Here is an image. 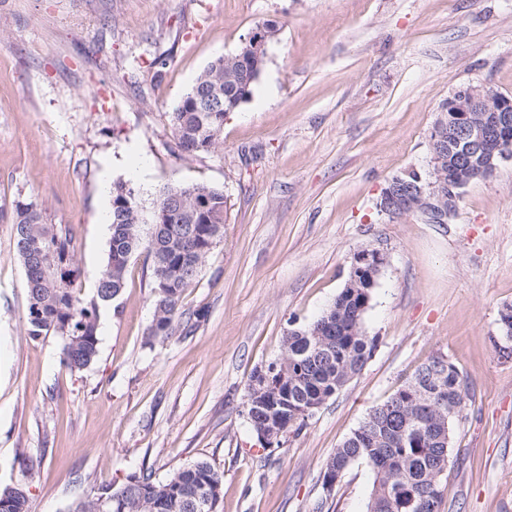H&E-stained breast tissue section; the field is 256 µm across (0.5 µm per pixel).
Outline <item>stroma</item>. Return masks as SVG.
I'll return each instance as SVG.
<instances>
[{
  "mask_svg": "<svg viewBox=\"0 0 512 512\" xmlns=\"http://www.w3.org/2000/svg\"><path fill=\"white\" fill-rule=\"evenodd\" d=\"M277 33L251 97L211 153H178L171 112L210 62L257 27ZM512 97V0H0V489L29 512H67L132 474L167 480L205 459L219 512H366L356 463L334 493L331 454L368 411L442 356L469 382L440 512H512V358L497 348L512 305V160L464 187L447 223L388 218L397 177L432 170L431 133L455 92ZM139 164L144 179L128 177ZM144 212L164 188L227 199L224 235L181 300L194 332L149 339L152 267L130 260L98 315L99 354L72 372L57 337L27 333L16 205L72 225L80 295L107 258L109 191ZM386 263L363 322L362 371L298 434L262 448L246 416L252 372L290 328L316 320L353 256ZM22 486L0 491V512H28V498Z\"/></svg>",
  "mask_w": 512,
  "mask_h": 512,
  "instance_id": "obj_1",
  "label": "stroma"
}]
</instances>
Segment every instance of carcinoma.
I'll return each instance as SVG.
<instances>
[{
  "instance_id": "carcinoma-1",
  "label": "carcinoma",
  "mask_w": 512,
  "mask_h": 512,
  "mask_svg": "<svg viewBox=\"0 0 512 512\" xmlns=\"http://www.w3.org/2000/svg\"><path fill=\"white\" fill-rule=\"evenodd\" d=\"M246 65H224L220 57L197 78L172 112L178 149L187 155L209 153L220 145L224 110L237 101ZM220 84L223 107L199 103L211 85ZM179 194L193 211L169 208ZM108 214L111 237L107 260L95 294L84 301L75 291L82 271L74 259L75 232L69 224H48L42 209L16 206L12 217L15 251L26 276L27 331L33 338L54 335L62 342L61 362L72 372L94 363L98 355V313L111 302L108 291L120 294L130 259L142 250L151 259L154 276V316L149 336L169 338L193 332L192 317L181 311L183 293L198 277L208 237L224 232V191L206 185L176 186L162 192L151 215L149 235L133 194L119 182L112 186ZM354 287L344 286L313 323L292 329L283 338L279 356L255 370L247 383V418L253 431L273 423L283 434L300 431L305 419L294 414L300 406L323 404L360 373L374 349L363 319L377 281L355 273ZM500 350L512 354V306L499 315ZM437 359L424 363L413 379L364 421L334 451L325 473L341 480L354 463L365 464L374 476L366 512H439L448 469L453 424L468 397L467 379L453 363L432 371ZM223 474L205 459L179 469L168 480L155 482L148 474L132 475L117 486H100L90 499L71 504L67 512H96V502L112 499L111 512H218V500L199 507L203 487L222 485ZM0 512H28L21 486L0 491Z\"/></svg>"
}]
</instances>
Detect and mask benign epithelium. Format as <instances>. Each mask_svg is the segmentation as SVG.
<instances>
[{
    "instance_id": "benign-epithelium-1",
    "label": "benign epithelium",
    "mask_w": 512,
    "mask_h": 512,
    "mask_svg": "<svg viewBox=\"0 0 512 512\" xmlns=\"http://www.w3.org/2000/svg\"><path fill=\"white\" fill-rule=\"evenodd\" d=\"M270 26L264 25L248 35L239 51L224 57L232 64L244 59L261 70L266 58V43ZM512 127V99L482 86H471L454 94L441 108L434 127L432 153L435 168L432 180L416 176L411 182L394 178L382 192L379 209L392 216L408 214L419 208L434 224H443L456 208L459 190L474 180L491 177L500 163L512 159V139L507 129ZM448 152L456 155L457 165L448 173L442 168L443 141ZM368 263L378 274L385 256L377 248L357 253L352 267Z\"/></svg>"
}]
</instances>
